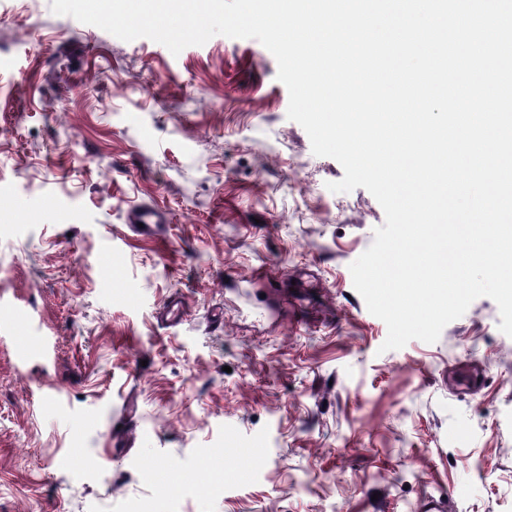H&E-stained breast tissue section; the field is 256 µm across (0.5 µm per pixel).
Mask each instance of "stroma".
Returning <instances> with one entry per match:
<instances>
[{
  "label": "stroma",
  "instance_id": "obj_1",
  "mask_svg": "<svg viewBox=\"0 0 512 512\" xmlns=\"http://www.w3.org/2000/svg\"><path fill=\"white\" fill-rule=\"evenodd\" d=\"M51 3L0 0V512H512L497 304L382 351L350 265L384 210L328 190L344 170L288 119L271 52L175 56ZM142 205L165 238L133 232Z\"/></svg>",
  "mask_w": 512,
  "mask_h": 512
}]
</instances>
